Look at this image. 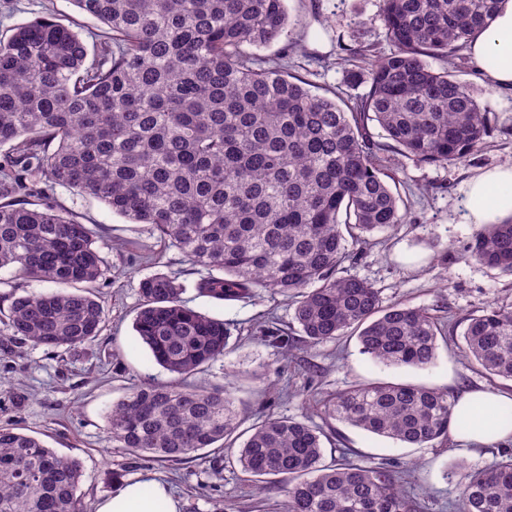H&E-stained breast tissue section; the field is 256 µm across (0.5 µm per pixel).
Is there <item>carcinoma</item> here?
Segmentation results:
<instances>
[{"label": "carcinoma", "instance_id": "obj_1", "mask_svg": "<svg viewBox=\"0 0 512 512\" xmlns=\"http://www.w3.org/2000/svg\"><path fill=\"white\" fill-rule=\"evenodd\" d=\"M109 28L97 60L52 13L0 36V270L55 291L12 295L8 327L33 346L78 349L103 330L92 287L112 269L81 217L24 197L58 186L149 224L161 242L206 270L199 294L249 299L261 287L291 300L309 345L355 336L381 367L430 368L445 336L427 310L384 303L344 269L368 235L402 222L379 151L420 163L464 161L487 136L473 87L431 58L466 48L497 0H383L394 49L360 51L366 85L350 111L283 71L260 68L251 48L288 37L286 0H68ZM387 139L379 143L371 127ZM466 258L512 274V220L483 224ZM175 278L139 283L133 329L167 384L133 387L112 404L106 434L135 458L189 460L238 447L252 476L285 484L284 512H420L384 466L321 464L322 428L261 415L247 431L224 386L197 374L224 358L230 324L186 305ZM473 369L512 381V308L465 318ZM253 336L282 356L294 338L272 322ZM325 416L401 445L448 441L453 401L433 385L374 380L324 401ZM458 512H512V452L492 465L455 464ZM81 463L33 435L0 426V512H89Z\"/></svg>", "mask_w": 512, "mask_h": 512}]
</instances>
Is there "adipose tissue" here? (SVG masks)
Here are the masks:
<instances>
[{
    "mask_svg": "<svg viewBox=\"0 0 512 512\" xmlns=\"http://www.w3.org/2000/svg\"><path fill=\"white\" fill-rule=\"evenodd\" d=\"M467 52L484 68L487 81L495 87L512 88V0H498L488 25L469 40ZM466 221L496 224L512 218V162L478 170L465 191ZM451 437L459 452L512 442V424H486L468 430L452 428ZM96 512H179V503L167 484L154 474L139 476L118 488L97 505Z\"/></svg>",
    "mask_w": 512,
    "mask_h": 512,
    "instance_id": "1",
    "label": "adipose tissue"
}]
</instances>
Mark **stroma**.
<instances>
[{
	"label": "stroma",
	"mask_w": 512,
	"mask_h": 512,
	"mask_svg": "<svg viewBox=\"0 0 512 512\" xmlns=\"http://www.w3.org/2000/svg\"><path fill=\"white\" fill-rule=\"evenodd\" d=\"M380 5L381 0H287L288 37L297 42V49L286 54L275 43L258 49L256 56L263 66H281L308 83L313 93L350 107L354 92L345 86L344 77L358 63L356 49L368 45L386 54L393 48L379 16ZM52 10L81 23L88 55L96 57L95 36L106 26L68 0H0V34ZM448 64L458 78L482 91L481 102L490 113L489 132L477 151L452 165L419 164L398 151L383 152L404 221L374 232L350 268L378 288L385 302L428 309L445 325L447 344L440 347L433 368L378 367L360 353L353 337L317 346L298 340L289 357H282L257 342L251 328L264 320L292 327L294 310L285 297L261 288L253 298L215 304L195 289L201 269L177 249L160 245L150 225L131 223L100 200L59 187L53 192L57 204L94 227L101 253L112 267L111 281L98 286L106 323L100 336L75 351L23 343L7 328L12 289L1 284L0 425L18 424L58 454L78 459L83 467L81 491L92 507L112 494L108 476L119 471L129 480L158 474L178 497L180 512H217L221 507L227 512H282L285 493L278 478L255 481L229 451L208 448L196 460L161 463L134 458L109 442L105 414L113 402L131 387L170 378L151 360L133 329L139 282L157 271L183 284L182 298L189 307L232 323L233 349L198 380L224 385L246 423L265 411L323 424L324 399L380 378L432 384L451 393L480 387L512 393V381L473 372L457 350L466 316L492 304L512 307V276L466 258L478 227L464 218L469 178L477 170L512 162V88L489 89L467 52L431 62L438 70ZM333 427L341 443H326L325 463H333L342 446L358 464L392 466L403 489L425 500L427 512H456L459 492L446 476L451 466L463 461L483 467L502 455L498 447L464 455L448 446H403L339 421Z\"/></svg>",
	"instance_id": "35a3bbf8"
}]
</instances>
